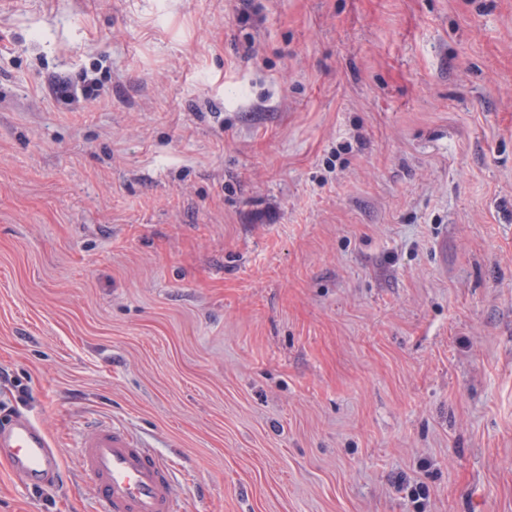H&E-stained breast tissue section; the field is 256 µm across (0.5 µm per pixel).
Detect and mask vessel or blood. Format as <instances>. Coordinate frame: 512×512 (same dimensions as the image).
<instances>
[{"mask_svg": "<svg viewBox=\"0 0 512 512\" xmlns=\"http://www.w3.org/2000/svg\"><path fill=\"white\" fill-rule=\"evenodd\" d=\"M92 427V434L79 444V454L99 512H179L167 458L122 426L97 420ZM0 453L7 456L14 474L27 483L38 482L60 468L47 434L27 418L0 427Z\"/></svg>", "mask_w": 512, "mask_h": 512, "instance_id": "b4317fda", "label": "vessel or blood"}]
</instances>
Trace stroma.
Instances as JSON below:
<instances>
[{
	"instance_id": "stroma-1",
	"label": "stroma",
	"mask_w": 512,
	"mask_h": 512,
	"mask_svg": "<svg viewBox=\"0 0 512 512\" xmlns=\"http://www.w3.org/2000/svg\"><path fill=\"white\" fill-rule=\"evenodd\" d=\"M0 370V512L89 416L182 512H512V0L0 9ZM0 453L25 483L38 482L60 469L59 456L47 434L28 418L11 420L0 429Z\"/></svg>"
}]
</instances>
